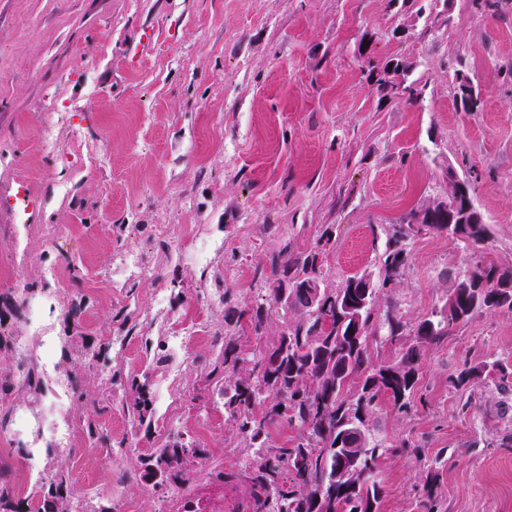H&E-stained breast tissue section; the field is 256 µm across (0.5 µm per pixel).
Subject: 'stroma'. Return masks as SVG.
I'll use <instances>...</instances> for the list:
<instances>
[{
    "instance_id": "obj_1",
    "label": "stroma",
    "mask_w": 512,
    "mask_h": 512,
    "mask_svg": "<svg viewBox=\"0 0 512 512\" xmlns=\"http://www.w3.org/2000/svg\"><path fill=\"white\" fill-rule=\"evenodd\" d=\"M415 10L412 0H0V334L30 336L26 284L54 297L52 334L72 337L75 352L88 338L111 342L114 314L151 308L172 280L183 294L171 296L170 317L215 288L259 302L254 270L276 243L268 224L300 249L335 225L329 284L377 274L392 224L443 194L449 168L469 181L488 241L473 249L418 235L379 305L395 303L412 326L473 264L512 266V0L491 11L450 0L438 28ZM393 59L415 63L420 102L381 88ZM459 61L482 90L474 112L457 98ZM53 111L60 122L43 133ZM156 224L219 245L216 266L241 278L206 279L190 259L165 260ZM133 253L159 278L130 279ZM77 306L92 321L71 323ZM30 338L55 366L38 411L62 424L93 418L106 448L130 438L121 410L95 417L73 398L49 401L67 365L59 347ZM420 353L411 413L385 402L373 417L388 443L412 445L379 462L381 512H422L428 497L438 512H512V391L485 378L451 384L468 367L512 365V312L455 324ZM224 430L216 396L181 425L208 463L230 468ZM64 460L101 506L117 494L155 512L142 487L102 489L83 447Z\"/></svg>"
}]
</instances>
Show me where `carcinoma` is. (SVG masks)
I'll list each match as a JSON object with an SVG mask.
<instances>
[{
    "label": "carcinoma",
    "instance_id": "1",
    "mask_svg": "<svg viewBox=\"0 0 512 512\" xmlns=\"http://www.w3.org/2000/svg\"><path fill=\"white\" fill-rule=\"evenodd\" d=\"M384 70L391 78L384 87L403 86L406 98L418 101L422 91L409 80L414 64L391 60ZM413 209L392 228L380 260L379 282L383 287L400 282L409 264V241L414 238L410 217ZM334 226H327L319 242L300 250L280 239L266 255L259 273L260 287L283 311L277 332L269 333L264 303L235 302L231 294L219 296L224 304V337L212 360L198 372L203 389L223 400L224 444L236 452V468L224 472L225 485L243 487L249 512H379L383 485L377 464L391 445L375 432L371 418L381 399L406 414L415 391L420 345L448 334L454 324L483 312L506 308L512 311V268L474 265L468 282L451 289L441 310L421 320L413 329L416 343L407 345V323L389 305L379 310L376 299L361 297L360 285L345 280L340 287L325 285L319 261L320 242H328ZM480 224H456L451 237L479 240ZM248 327L255 344H243L238 333ZM382 343L396 356L374 362L371 344ZM153 355L148 371L128 373L121 355H104L105 345L84 343L77 357L63 350L70 362L67 381L75 398L84 405L99 400L88 397L86 383L99 368L110 364L107 377L111 391L118 393L100 410L119 404L132 426V438L150 432L153 408L150 374L169 361L164 339L142 340ZM23 389L31 404L40 400L43 383L38 366L26 360ZM501 388L512 385V370L493 362L488 371ZM362 428L367 477L357 485L336 481L346 463L342 448L351 437L350 426ZM292 429V443L280 444L274 432ZM206 449L180 434L167 439L137 459L136 482L155 492L190 489L201 470L196 463L206 459ZM15 488L0 483V512H24L14 503ZM78 498L68 469L54 458L49 480L40 485L38 512H74Z\"/></svg>",
    "mask_w": 512,
    "mask_h": 512
}]
</instances>
